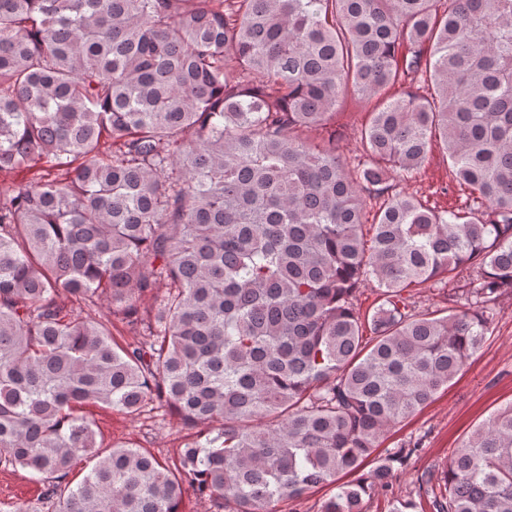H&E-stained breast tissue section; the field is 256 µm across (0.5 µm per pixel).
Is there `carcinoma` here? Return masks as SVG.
<instances>
[{"mask_svg": "<svg viewBox=\"0 0 512 512\" xmlns=\"http://www.w3.org/2000/svg\"><path fill=\"white\" fill-rule=\"evenodd\" d=\"M397 84L348 167L338 107ZM436 143L467 213L384 198ZM32 163L48 178L0 193V470L67 487L58 512H180L187 486L211 512H274L328 484L320 512H363L421 441L373 483L338 475L448 386L512 293V0H0V175ZM473 264L447 315L415 313L407 288ZM116 313L148 339L118 343ZM154 401L222 427L170 466L98 450L84 409ZM437 483L436 512H512V404Z\"/></svg>", "mask_w": 512, "mask_h": 512, "instance_id": "cac0c4a2", "label": "carcinoma"}]
</instances>
